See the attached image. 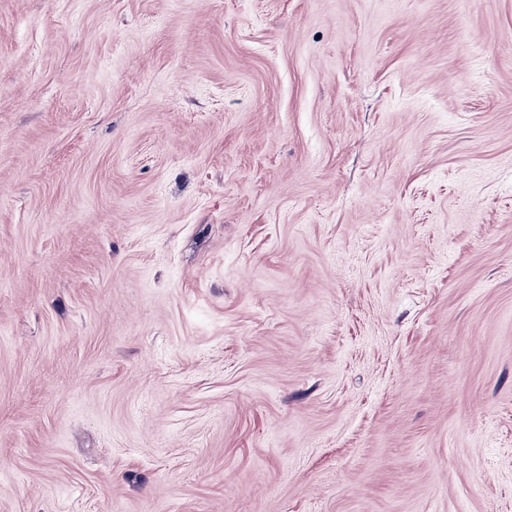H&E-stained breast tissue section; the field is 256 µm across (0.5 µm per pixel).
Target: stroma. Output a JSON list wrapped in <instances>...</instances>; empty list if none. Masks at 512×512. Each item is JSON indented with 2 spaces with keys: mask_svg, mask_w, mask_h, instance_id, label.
<instances>
[{
  "mask_svg": "<svg viewBox=\"0 0 512 512\" xmlns=\"http://www.w3.org/2000/svg\"><path fill=\"white\" fill-rule=\"evenodd\" d=\"M0 512H512V0H0Z\"/></svg>",
  "mask_w": 512,
  "mask_h": 512,
  "instance_id": "1",
  "label": "stroma"
}]
</instances>
